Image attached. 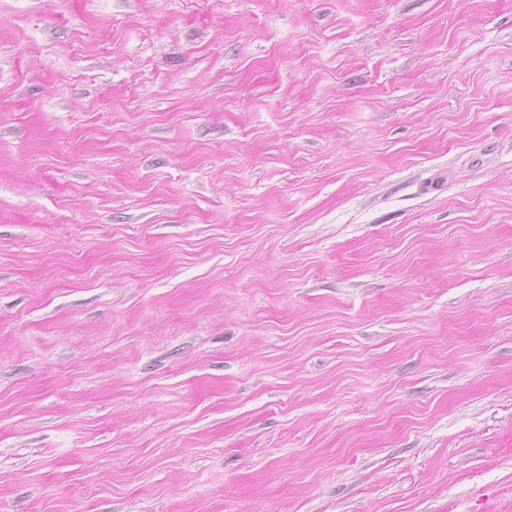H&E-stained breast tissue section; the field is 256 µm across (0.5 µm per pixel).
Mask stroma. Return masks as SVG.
<instances>
[{"label":"stroma","instance_id":"stroma-1","mask_svg":"<svg viewBox=\"0 0 512 512\" xmlns=\"http://www.w3.org/2000/svg\"><path fill=\"white\" fill-rule=\"evenodd\" d=\"M0 512H512V0H0Z\"/></svg>","mask_w":512,"mask_h":512}]
</instances>
